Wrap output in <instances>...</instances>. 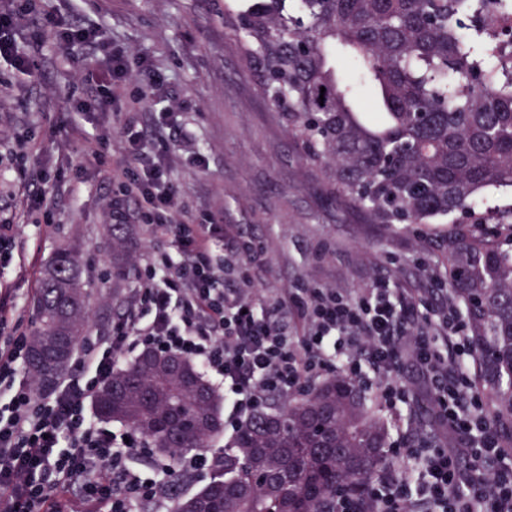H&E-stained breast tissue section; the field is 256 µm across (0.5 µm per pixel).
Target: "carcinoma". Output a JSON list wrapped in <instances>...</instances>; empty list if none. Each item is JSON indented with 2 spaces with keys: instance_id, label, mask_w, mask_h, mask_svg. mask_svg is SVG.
Instances as JSON below:
<instances>
[{
  "instance_id": "cac0c4a2",
  "label": "carcinoma",
  "mask_w": 512,
  "mask_h": 512,
  "mask_svg": "<svg viewBox=\"0 0 512 512\" xmlns=\"http://www.w3.org/2000/svg\"><path fill=\"white\" fill-rule=\"evenodd\" d=\"M224 24L244 67L328 191L372 224H454L440 263L464 304L473 387L512 448V232L463 224L476 198L512 192V0H233ZM355 63L341 79L336 47ZM373 91L368 110L356 87ZM112 268L134 277L129 224H112ZM82 245L62 244L32 299L28 368L66 373L90 337ZM223 399L192 361L142 351L104 383L97 415L142 437L169 466L219 446ZM377 397L338 375L256 412L224 449V473L171 512H335L385 467Z\"/></svg>"
}]
</instances>
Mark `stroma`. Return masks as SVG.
Masks as SVG:
<instances>
[{
    "mask_svg": "<svg viewBox=\"0 0 512 512\" xmlns=\"http://www.w3.org/2000/svg\"><path fill=\"white\" fill-rule=\"evenodd\" d=\"M45 10L64 21L102 26L113 42L131 49V68L147 64L165 81L138 114L141 126L160 135L174 159L172 178L191 213H223L265 250L249 267V292L274 299L297 282L359 295L377 278L436 306L447 300L446 273L438 261L433 227L372 224L358 209L329 195L309 169L271 102L245 72L236 37L224 26V0H45ZM38 76L19 75L0 61V216L19 224L18 255L0 270V286L14 289L32 331V297L57 246L80 240L85 276L97 293L94 308L117 304L129 293L113 282L108 227L116 223L112 174L125 162L123 128L129 114L124 89L98 125L112 137V161L75 168L72 157L86 144L67 126L75 64L52 44L35 52ZM20 168L47 172L44 186L56 220L27 209L29 185ZM403 378L415 394L412 421H398L391 439L408 425L440 434L425 411L427 385L412 362Z\"/></svg>",
    "mask_w": 512,
    "mask_h": 512,
    "instance_id": "35a3bbf8",
    "label": "stroma"
}]
</instances>
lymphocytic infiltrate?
<instances>
[{
    "label": "lymphocytic infiltrate",
    "mask_w": 512,
    "mask_h": 512,
    "mask_svg": "<svg viewBox=\"0 0 512 512\" xmlns=\"http://www.w3.org/2000/svg\"><path fill=\"white\" fill-rule=\"evenodd\" d=\"M65 59L81 57L78 84H96L93 96L72 100L74 119L111 111L112 88L135 80L132 110L151 99L160 76H131L127 51L99 40L97 26H75L44 14L42 0H13L0 10V57L33 72V56L13 33L32 15ZM137 118L125 127L126 163L112 195L135 200L136 217L167 251H149L135 266L137 288L113 314L106 339H89L69 376L52 388L34 387L27 371L29 337L21 328L12 289L0 290V512H169L176 484L200 471L219 474V452L184 456L177 467L155 465L152 477L135 467L148 456L142 439L125 437L87 409L99 387L135 350L190 359L222 384L238 431L269 400L310 388L326 376L376 379L394 412L410 401L398 380L412 360L429 383L431 402L455 447L405 439L388 450L389 467L363 499H339L336 512H512V448L503 447L482 399L469 383L474 357L464 307L438 308L376 279L351 298L333 288L300 284L269 302L228 288L224 279V216L186 217L165 149L143 152ZM304 322L295 332L288 316Z\"/></svg>",
    "instance_id": "1"
}]
</instances>
